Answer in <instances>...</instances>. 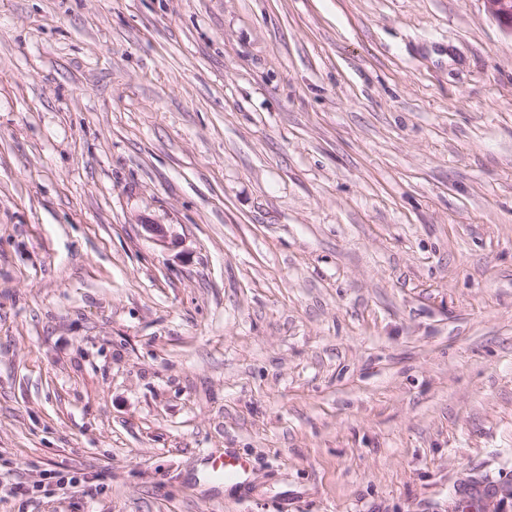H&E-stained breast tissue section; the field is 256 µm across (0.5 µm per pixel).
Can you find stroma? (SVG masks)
Wrapping results in <instances>:
<instances>
[{
	"label": "stroma",
	"mask_w": 512,
	"mask_h": 512,
	"mask_svg": "<svg viewBox=\"0 0 512 512\" xmlns=\"http://www.w3.org/2000/svg\"><path fill=\"white\" fill-rule=\"evenodd\" d=\"M224 448L253 490L206 483ZM19 484L0 512H512V33L484 0H0Z\"/></svg>",
	"instance_id": "35a3bbf8"
}]
</instances>
